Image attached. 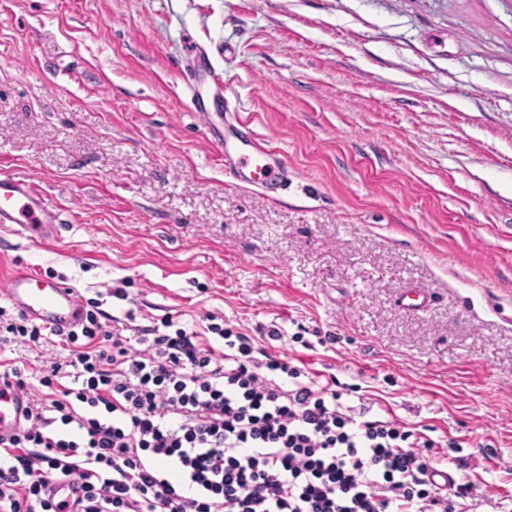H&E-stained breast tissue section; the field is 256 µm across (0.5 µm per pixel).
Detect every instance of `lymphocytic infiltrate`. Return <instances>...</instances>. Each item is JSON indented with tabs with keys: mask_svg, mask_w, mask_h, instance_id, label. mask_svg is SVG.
<instances>
[{
	"mask_svg": "<svg viewBox=\"0 0 512 512\" xmlns=\"http://www.w3.org/2000/svg\"><path fill=\"white\" fill-rule=\"evenodd\" d=\"M87 311L61 341L27 424L0 442V512H60L52 478L84 485L80 512H457L433 439L344 406L252 337L218 324L222 354L173 318L119 330ZM94 416L81 415V408Z\"/></svg>",
	"mask_w": 512,
	"mask_h": 512,
	"instance_id": "1",
	"label": "lymphocytic infiltrate"
}]
</instances>
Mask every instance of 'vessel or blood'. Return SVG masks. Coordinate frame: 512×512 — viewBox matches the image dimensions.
Wrapping results in <instances>:
<instances>
[{
	"instance_id": "1",
	"label": "vessel or blood",
	"mask_w": 512,
	"mask_h": 512,
	"mask_svg": "<svg viewBox=\"0 0 512 512\" xmlns=\"http://www.w3.org/2000/svg\"><path fill=\"white\" fill-rule=\"evenodd\" d=\"M211 68L207 53L189 48L184 80L193 111L205 113L210 103L225 111L224 117L211 128L225 165L240 182L261 188H283L288 182V170L283 160L273 148L263 146L237 116L227 114L228 100L223 86L214 84L211 97H204L198 74ZM62 222L61 209L51 204L31 182L12 175L0 178L1 229L41 244L54 240ZM5 295L17 313L55 331L72 329L85 314V307L74 288L64 281L46 279L30 270H12L7 278ZM27 406L26 395L0 379V439L16 433ZM46 493L49 499L64 504V512H78L83 491L77 478L54 481Z\"/></svg>"
}]
</instances>
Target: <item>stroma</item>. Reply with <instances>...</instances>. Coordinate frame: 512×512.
Returning <instances> with one entry per match:
<instances>
[{
    "label": "stroma",
    "mask_w": 512,
    "mask_h": 512,
    "mask_svg": "<svg viewBox=\"0 0 512 512\" xmlns=\"http://www.w3.org/2000/svg\"><path fill=\"white\" fill-rule=\"evenodd\" d=\"M191 45L287 189L225 173ZM1 174L68 222L0 231V306L22 266L141 326L216 317L467 461L460 512H512V0H0ZM63 354L0 370L35 394ZM187 51L188 61L186 65V72L184 74V80L190 93V100L192 105L191 110L192 112H198L204 115V113H207L205 112L207 111V108L197 76L200 71L211 73V68H213V66L207 53H204L196 47L192 46H190Z\"/></svg>",
    "instance_id": "1"
}]
</instances>
